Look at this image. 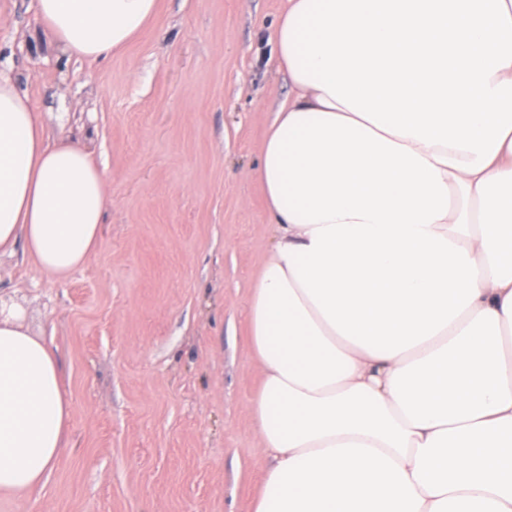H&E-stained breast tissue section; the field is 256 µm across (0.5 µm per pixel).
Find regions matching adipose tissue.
I'll return each instance as SVG.
<instances>
[{
	"label": "adipose tissue",
	"mask_w": 512,
	"mask_h": 512,
	"mask_svg": "<svg viewBox=\"0 0 512 512\" xmlns=\"http://www.w3.org/2000/svg\"><path fill=\"white\" fill-rule=\"evenodd\" d=\"M159 0H37L101 62ZM291 84L256 169L277 240L249 299L274 463L251 512H512V0H285ZM103 169L50 139L0 64V255L67 279L100 244ZM71 403L0 305V492L42 485Z\"/></svg>",
	"instance_id": "adipose-tissue-1"
}]
</instances>
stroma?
<instances>
[{
    "label": "stroma",
    "mask_w": 512,
    "mask_h": 512,
    "mask_svg": "<svg viewBox=\"0 0 512 512\" xmlns=\"http://www.w3.org/2000/svg\"><path fill=\"white\" fill-rule=\"evenodd\" d=\"M35 4L0 0V57L52 135L94 152L110 203L65 281L0 257V298L51 341L72 408L47 481L0 494V512H250L271 464L247 301L273 243L256 167L290 91L273 50L283 0H160L92 66Z\"/></svg>",
    "instance_id": "1"
}]
</instances>
